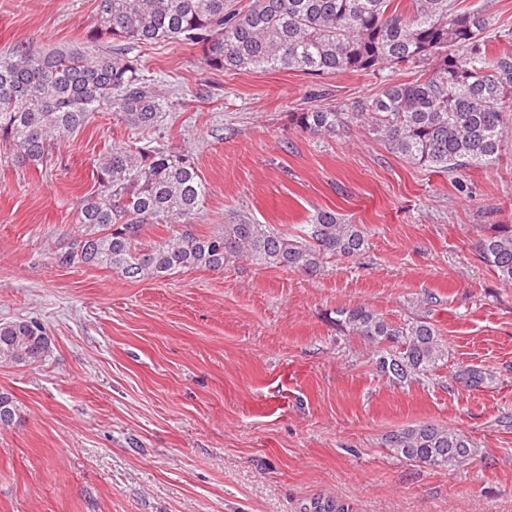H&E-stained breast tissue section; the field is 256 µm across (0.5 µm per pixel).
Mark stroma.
Segmentation results:
<instances>
[{"mask_svg": "<svg viewBox=\"0 0 512 512\" xmlns=\"http://www.w3.org/2000/svg\"><path fill=\"white\" fill-rule=\"evenodd\" d=\"M96 5L0 0V54L86 49ZM125 54L166 102L153 139L188 151L208 187L194 232L239 215L293 235L330 208L370 248L314 277L246 259L153 280L62 266L100 159L132 129L98 112L42 164L1 158L0 324L36 320L51 346L0 364L18 409L0 428V512H512V285L474 254L491 225L512 224V144L459 190L358 123L323 138L289 121L320 93L353 111L383 77L217 71L180 42ZM359 305L428 317L447 360L389 384L336 324ZM465 366L493 378L467 386ZM419 424L465 431L476 456L396 459L389 434Z\"/></svg>", "mask_w": 512, "mask_h": 512, "instance_id": "obj_1", "label": "stroma"}]
</instances>
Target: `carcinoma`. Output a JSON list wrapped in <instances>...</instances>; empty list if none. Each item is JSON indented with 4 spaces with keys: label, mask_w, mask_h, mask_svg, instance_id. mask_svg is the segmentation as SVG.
Masks as SVG:
<instances>
[{
    "label": "carcinoma",
    "mask_w": 512,
    "mask_h": 512,
    "mask_svg": "<svg viewBox=\"0 0 512 512\" xmlns=\"http://www.w3.org/2000/svg\"><path fill=\"white\" fill-rule=\"evenodd\" d=\"M512 40V28L464 0H97L88 39L201 48L220 71L298 70L323 77L380 74L405 67L409 81H389L354 112L314 99L289 114L304 133L334 137L352 122L409 163L450 177L494 166L512 130V53L493 43ZM95 112H113L142 132L163 121L164 100L141 64L120 52L56 49L0 55V147L22 164L38 165L84 127ZM99 193L79 208V235L55 254L62 266L109 268L126 278H164L176 270H224L245 257L258 264L315 276L323 259L354 257L368 248L359 224L332 209L315 212L291 238L268 224L235 218L197 234L207 187L189 154L148 143L112 145L96 168ZM149 224L179 226L162 241L141 244ZM476 257L512 284V224L479 238ZM339 322L372 347L374 370L395 386L430 375L448 358L438 329L420 316L401 324L366 306L344 308ZM50 351L33 320L0 324V364L28 365ZM458 378L472 387L489 379L466 366ZM17 415L0 393V423ZM388 448L399 460L433 468L460 466L477 453L463 431L422 424L397 431Z\"/></svg>",
    "instance_id": "1"
}]
</instances>
